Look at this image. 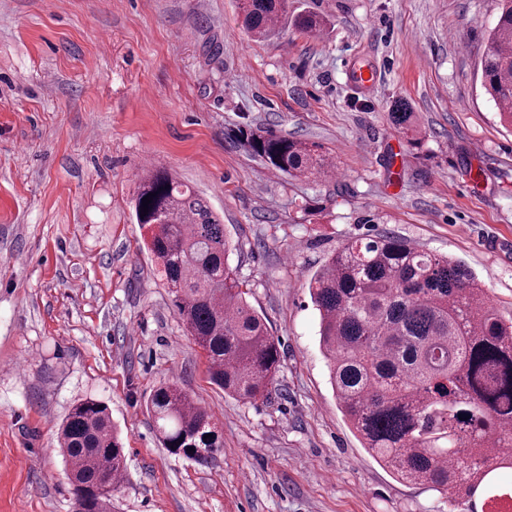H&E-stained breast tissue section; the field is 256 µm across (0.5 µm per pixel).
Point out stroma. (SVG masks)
Here are the masks:
<instances>
[{"label":"stroma","mask_w":512,"mask_h":512,"mask_svg":"<svg viewBox=\"0 0 512 512\" xmlns=\"http://www.w3.org/2000/svg\"><path fill=\"white\" fill-rule=\"evenodd\" d=\"M318 35L245 32L235 0H0V512H72L57 429L105 402L126 455L112 512H451L362 448L329 383L309 281L346 239L390 233L464 262L512 319V130L480 84L497 0H290ZM374 67L357 88L350 61ZM404 102L422 139L390 112ZM330 148L320 182L241 129ZM168 169L224 217L229 257L281 343L277 389L211 384L131 200ZM206 409L202 467L159 445L160 382Z\"/></svg>","instance_id":"stroma-1"}]
</instances>
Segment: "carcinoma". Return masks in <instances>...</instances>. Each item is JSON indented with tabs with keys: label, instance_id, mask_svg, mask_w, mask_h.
<instances>
[{
	"label": "carcinoma",
	"instance_id": "1",
	"mask_svg": "<svg viewBox=\"0 0 512 512\" xmlns=\"http://www.w3.org/2000/svg\"><path fill=\"white\" fill-rule=\"evenodd\" d=\"M244 29L268 37L279 26L315 34L323 20L288 17V0H237ZM481 84L500 122L512 124V0H502L481 61ZM408 142L413 113L391 112ZM250 153L295 178L323 180L334 168L316 143L257 128ZM153 195L148 212L142 199ZM136 223L173 296L187 335L203 350L210 382L245 400L267 397L280 366L279 340L246 300L224 224L193 188L164 169L139 177ZM330 383L363 448L399 479L464 502L503 497L498 472H512V322L498 314L478 278L446 256L395 236L350 239L310 283ZM147 408L162 447L200 466L223 443L211 414L178 386L162 383ZM73 512H112L125 457L107 405L75 403L61 424Z\"/></svg>",
	"mask_w": 512,
	"mask_h": 512
}]
</instances>
